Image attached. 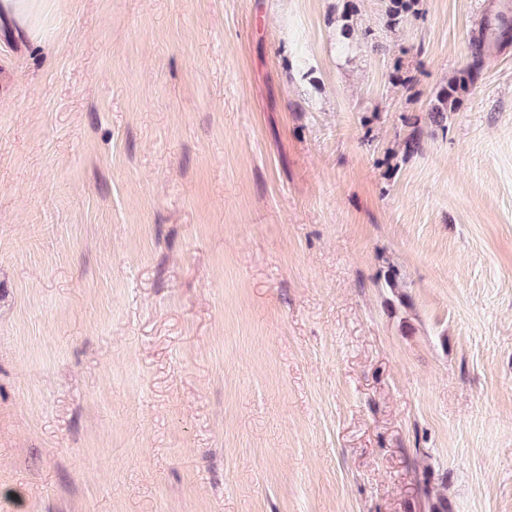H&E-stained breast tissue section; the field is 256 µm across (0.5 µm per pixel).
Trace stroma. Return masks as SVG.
<instances>
[{"label":"stroma","instance_id":"35a3bbf8","mask_svg":"<svg viewBox=\"0 0 512 512\" xmlns=\"http://www.w3.org/2000/svg\"><path fill=\"white\" fill-rule=\"evenodd\" d=\"M506 22L512 0L392 28L382 0L1 21L0 512H512ZM482 56H476L472 63L466 64L458 75L448 81V85L442 88L436 95L438 105L433 112L438 121L447 120V112H454L461 100V93L475 83L477 73L482 65Z\"/></svg>","mask_w":512,"mask_h":512}]
</instances>
